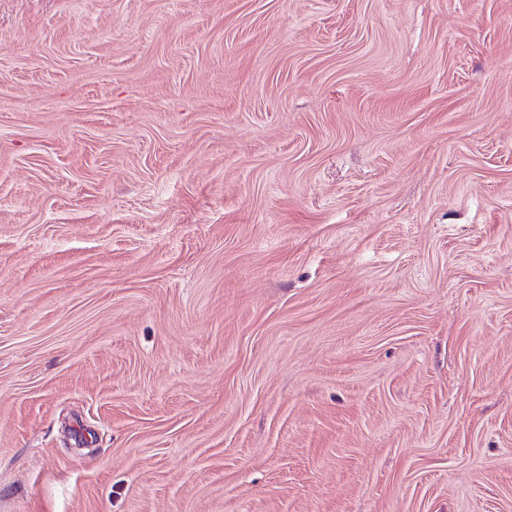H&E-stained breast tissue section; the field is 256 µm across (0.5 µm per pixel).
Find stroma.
Instances as JSON below:
<instances>
[{
  "label": "stroma",
  "instance_id": "1",
  "mask_svg": "<svg viewBox=\"0 0 512 512\" xmlns=\"http://www.w3.org/2000/svg\"><path fill=\"white\" fill-rule=\"evenodd\" d=\"M0 512H512V0H0Z\"/></svg>",
  "mask_w": 512,
  "mask_h": 512
}]
</instances>
